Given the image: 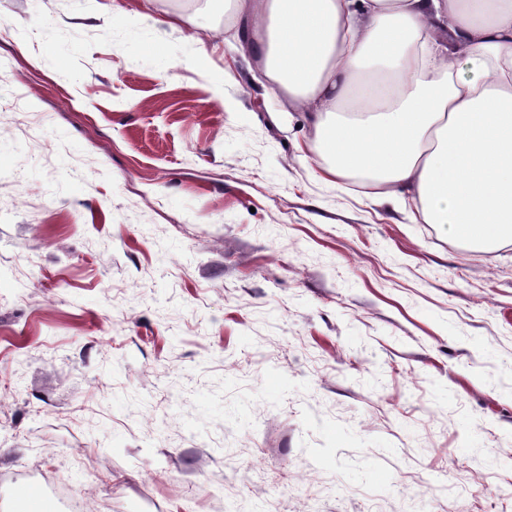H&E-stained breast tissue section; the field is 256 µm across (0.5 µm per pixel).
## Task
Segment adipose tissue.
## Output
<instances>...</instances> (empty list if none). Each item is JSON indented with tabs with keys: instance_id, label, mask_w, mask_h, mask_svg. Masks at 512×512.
Instances as JSON below:
<instances>
[{
	"instance_id": "adipose-tissue-1",
	"label": "adipose tissue",
	"mask_w": 512,
	"mask_h": 512,
	"mask_svg": "<svg viewBox=\"0 0 512 512\" xmlns=\"http://www.w3.org/2000/svg\"><path fill=\"white\" fill-rule=\"evenodd\" d=\"M325 171L481 253L512 244V0H233ZM465 57L473 76L456 75Z\"/></svg>"
}]
</instances>
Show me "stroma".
<instances>
[{"mask_svg":"<svg viewBox=\"0 0 512 512\" xmlns=\"http://www.w3.org/2000/svg\"><path fill=\"white\" fill-rule=\"evenodd\" d=\"M101 2L0 0V512H512V244L302 160L224 0Z\"/></svg>","mask_w":512,"mask_h":512,"instance_id":"1","label":"stroma"}]
</instances>
